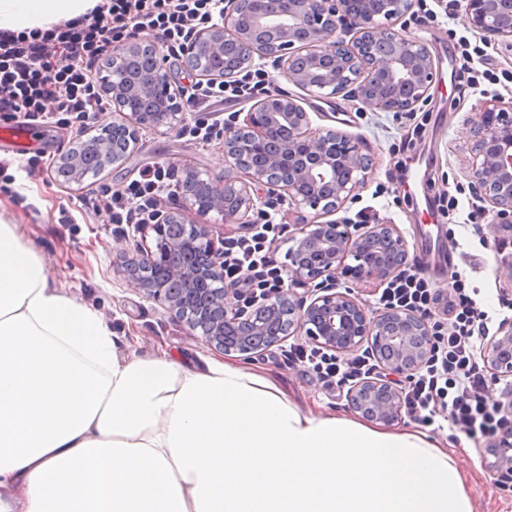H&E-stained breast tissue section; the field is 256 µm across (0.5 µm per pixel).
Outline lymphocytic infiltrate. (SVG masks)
Returning a JSON list of instances; mask_svg holds the SVG:
<instances>
[{
    "label": "lymphocytic infiltrate",
    "instance_id": "lymphocytic-infiltrate-1",
    "mask_svg": "<svg viewBox=\"0 0 512 512\" xmlns=\"http://www.w3.org/2000/svg\"><path fill=\"white\" fill-rule=\"evenodd\" d=\"M223 14L224 0H102L80 19L43 33L1 36L0 120L86 127L112 106L96 75L114 45L149 32L169 54L177 55L196 29ZM264 86L263 74L257 71L231 85L190 93L188 101L202 107L238 100ZM181 186L176 173L159 163L141 171L123 191L100 195L95 208L112 224H146L160 216L162 197ZM281 231L268 215L251 235L225 239L224 279L243 284L242 304L284 284L285 272L270 255V245ZM467 279L466 271L455 272L444 292L416 262L387 282L378 303L427 318L439 309L448 315L447 326L433 324L431 355L402 390L406 412L429 423L442 417L469 438L491 441L512 422L490 398L494 378L476 356L493 316L471 296ZM288 356L310 364L327 384L339 387L367 378L375 360L371 354L344 359L320 349L292 348Z\"/></svg>",
    "mask_w": 512,
    "mask_h": 512
}]
</instances>
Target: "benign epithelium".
Masks as SVG:
<instances>
[{
  "mask_svg": "<svg viewBox=\"0 0 512 512\" xmlns=\"http://www.w3.org/2000/svg\"><path fill=\"white\" fill-rule=\"evenodd\" d=\"M223 19L195 32L179 55L181 72L211 85L225 84L272 58L280 75L325 97L346 93L382 112H413L428 103L436 70L428 48L396 30L412 0H390L387 10H352L349 0H225ZM470 27L491 37L512 38V0H462ZM231 43L241 66L205 67L203 58L224 57ZM112 128L120 133L114 157L126 161L139 129L179 130L188 104L185 86L171 70L169 56L155 40L139 38L112 47ZM226 170L214 181L188 173L183 208L226 223H253L257 200H286L297 213L301 238L290 251V285L256 303L236 302L241 288L224 283V250L212 225L193 224L188 239L169 237L166 225L182 224L177 210L145 228L155 248L135 241L120 255L117 270L136 282L146 298L173 312L190 333L219 350L261 357L292 333L317 347L347 353L370 344L383 375L347 392L362 417L390 424L401 417L403 399L394 377L411 378L427 361L431 329L426 319L387 309L374 316L348 291L331 286L312 301L292 285L337 277L384 282L409 257L407 242L392 224H346L335 214L366 183L369 155L362 142L338 129L312 127L309 113L288 93L275 89L253 98L241 122L220 133ZM473 186L490 205L498 230L512 231V103H483L474 127ZM355 258V264L347 259ZM487 370L512 375V324L501 325L480 348Z\"/></svg>",
  "mask_w": 512,
  "mask_h": 512,
  "instance_id": "benign-epithelium-1",
  "label": "benign epithelium"
}]
</instances>
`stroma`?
I'll use <instances>...</instances> for the list:
<instances>
[{
	"label": "stroma",
	"mask_w": 512,
	"mask_h": 512,
	"mask_svg": "<svg viewBox=\"0 0 512 512\" xmlns=\"http://www.w3.org/2000/svg\"><path fill=\"white\" fill-rule=\"evenodd\" d=\"M401 24L408 38L426 44L436 68L428 104L411 114L367 109L341 95L321 98L280 77L273 63H266L264 69L280 90L299 100L313 127L344 131L367 147L372 167L366 186L357 198L344 204L338 218L356 220L365 214L370 223L396 225L410 256L421 262L425 275L443 290L451 285L454 272L463 268L465 254L476 255L480 264L476 273L470 274L468 287L477 288L476 300L485 309L497 310V323L512 322V311L499 308L500 303L512 302V272L494 252L493 228L484 226L482 238H474L447 218L428 214L423 197V188L429 185L437 190H458L460 211H467L469 202L475 201L469 173L474 145L470 128L478 119L484 96L512 101V41L488 40L460 15L451 22L441 18L428 25L414 24L408 16ZM466 44L482 48L484 67L498 76L509 75L508 84L489 86L483 95L458 84L453 71L461 66ZM187 112L186 131L141 129L130 162L111 165L78 182L58 176L61 160L79 142L111 124V114L101 115L83 129L60 124L33 133L22 155L0 150V160L10 163L0 172V215L16 224L21 238L46 263L56 285L97 310L121 351L152 358L164 349L196 366L207 360L231 363L268 374L301 409L354 417L345 392L326 386L307 365L286 359L289 347L311 350L306 337L288 336L261 358L215 349L201 336L191 335L179 319L147 299L117 271L114 260L138 238L136 225L113 232L105 214L82 206L80 199L122 191L140 170L157 162L181 174L193 169L222 179V144L216 139L201 141L192 133L195 124L209 120V113L193 106ZM32 155L41 157L43 170L30 177L24 165ZM64 208L71 212L73 223H60ZM412 424L442 447L460 448V466L468 476L477 512H512V481L502 482L499 453L488 442L466 438L440 417L430 424L405 415L392 427L398 430Z\"/></svg>",
	"instance_id": "1"
}]
</instances>
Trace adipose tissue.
Here are the masks:
<instances>
[{"label": "adipose tissue", "mask_w": 512, "mask_h": 512, "mask_svg": "<svg viewBox=\"0 0 512 512\" xmlns=\"http://www.w3.org/2000/svg\"><path fill=\"white\" fill-rule=\"evenodd\" d=\"M102 0H0V35ZM0 512H476L455 453L417 430L304 412L211 360L122 357L0 218Z\"/></svg>", "instance_id": "adipose-tissue-1"}]
</instances>
